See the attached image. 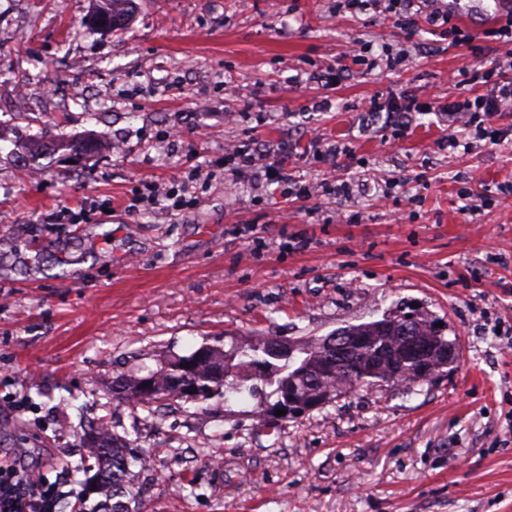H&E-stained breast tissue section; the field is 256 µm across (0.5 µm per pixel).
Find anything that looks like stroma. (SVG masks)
Listing matches in <instances>:
<instances>
[{
  "label": "stroma",
  "mask_w": 512,
  "mask_h": 512,
  "mask_svg": "<svg viewBox=\"0 0 512 512\" xmlns=\"http://www.w3.org/2000/svg\"><path fill=\"white\" fill-rule=\"evenodd\" d=\"M95 7L0 0V460L91 512L103 496L85 493L79 448L104 417L154 459L138 512H512V139L443 147L437 112L359 124L374 95L446 102L449 75L485 56L336 0H132L115 32L87 26ZM359 45L409 59L370 72ZM339 66L335 83L289 82ZM32 135L94 145L42 157L34 180L17 148ZM325 140L348 150L337 169ZM262 145L282 181L225 167ZM330 176L372 190L299 199ZM413 304L459 359L411 393L278 421L259 395L150 411L112 396L120 374L205 344L295 343Z\"/></svg>",
  "instance_id": "stroma-1"
}]
</instances>
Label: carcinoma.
Wrapping results in <instances>:
<instances>
[{"instance_id": "cac0c4a2", "label": "carcinoma", "mask_w": 512, "mask_h": 512, "mask_svg": "<svg viewBox=\"0 0 512 512\" xmlns=\"http://www.w3.org/2000/svg\"><path fill=\"white\" fill-rule=\"evenodd\" d=\"M131 0H100L93 17L96 27L122 30L130 18L126 5ZM408 314L387 316L381 320L354 325L341 330L346 336H358L360 344L352 346L350 352L339 356L327 346L323 339H310L296 345L292 354L285 357L272 356L268 352L271 340L256 345L234 346L227 351L212 346H204L209 359L194 365L193 370L183 373L182 366L189 360L180 356L165 361L145 375L135 372L118 377L117 394L134 409H152L153 404L183 397V385L192 384L197 396L208 398L225 395L228 392H258L253 381L259 380L263 386L271 387L269 396L276 401H286L288 390L295 397H315L325 395L329 403L340 395L350 394L363 388H373L381 384H398L409 390L423 384L418 378L417 363L403 355L400 348V330L405 325ZM415 335L422 341L442 349L450 341L438 330L434 323L423 318H415ZM224 368V377L215 378V366ZM150 382L154 395L142 394L141 384ZM87 447L94 459L95 473L89 483L95 487L108 485L112 488V512H130L127 497L138 494V475L131 470V462L144 465L145 455H137L136 449L112 434L104 435L99 430H90Z\"/></svg>"}]
</instances>
